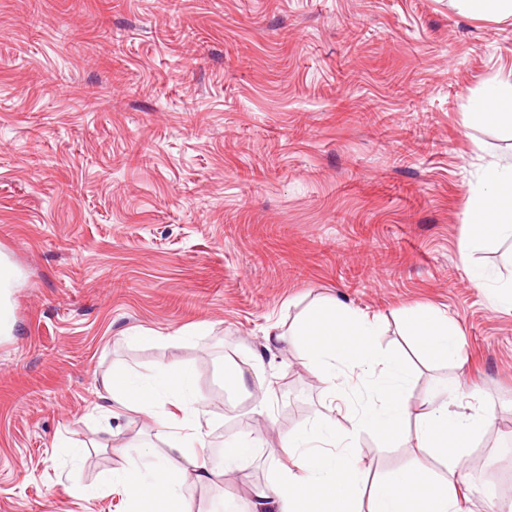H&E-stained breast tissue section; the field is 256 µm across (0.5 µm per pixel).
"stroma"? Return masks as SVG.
<instances>
[{"mask_svg": "<svg viewBox=\"0 0 512 512\" xmlns=\"http://www.w3.org/2000/svg\"><path fill=\"white\" fill-rule=\"evenodd\" d=\"M509 77L512 18L449 0H0V512H128L102 480L167 448L153 421L100 409L117 365L189 367L206 444L265 426L244 470L196 489L198 512L270 480L280 433L336 405L294 344L260 379L271 415L225 371L330 298L378 319L413 404L448 378L496 409L459 503L486 512L491 462L512 499V309L461 258L481 168L512 155L467 112ZM416 306L458 326L463 367L418 361L398 321ZM359 446L372 479L413 460Z\"/></svg>", "mask_w": 512, "mask_h": 512, "instance_id": "35a3bbf8", "label": "stroma"}]
</instances>
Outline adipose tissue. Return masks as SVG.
Segmentation results:
<instances>
[{
	"mask_svg": "<svg viewBox=\"0 0 512 512\" xmlns=\"http://www.w3.org/2000/svg\"><path fill=\"white\" fill-rule=\"evenodd\" d=\"M472 115L485 126L512 132V80L489 82L473 102ZM468 211L471 243L512 239V162L483 168ZM400 322L427 361H462L458 329L439 311L409 307ZM378 334L376 323L336 299L314 306L288 330L267 333L268 346L290 339L300 346L327 394H335L338 375L366 368V377L352 388L361 404L342 419L320 418L304 430L281 434L290 462L281 466L277 480L224 497L222 512H307L315 503L321 512H460L461 466L485 417L466 412L465 388L457 380H436L424 402L413 406L409 371L381 351ZM101 398L105 410L117 406L151 418L163 428L170 451L191 463L176 472L168 459L159 458L145 469L112 474L107 486L124 494L129 512H194L198 487L243 469L253 456L255 442L247 432L228 443L220 466L201 456L210 419L187 368L166 366L149 378L113 368ZM367 432L389 443L412 444L414 463L367 483L357 451Z\"/></svg>",
	"mask_w": 512,
	"mask_h": 512,
	"instance_id": "ef3b65f1",
	"label": "adipose tissue"
}]
</instances>
